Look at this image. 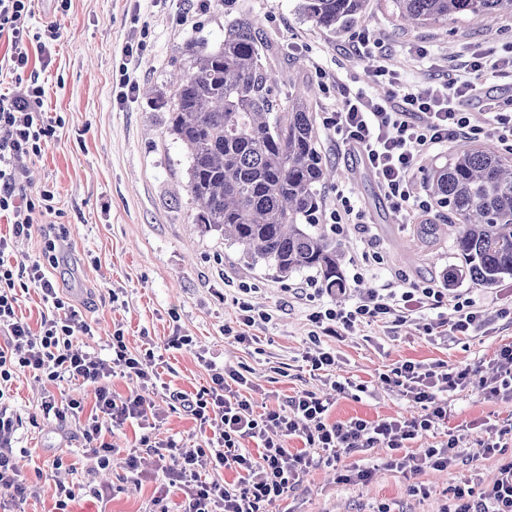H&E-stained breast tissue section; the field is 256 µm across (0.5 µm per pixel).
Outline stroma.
Wrapping results in <instances>:
<instances>
[{
	"instance_id": "1",
	"label": "stroma",
	"mask_w": 512,
	"mask_h": 512,
	"mask_svg": "<svg viewBox=\"0 0 512 512\" xmlns=\"http://www.w3.org/2000/svg\"><path fill=\"white\" fill-rule=\"evenodd\" d=\"M299 0H71L66 16L56 18L52 0H35V19L60 20L62 36L41 67L50 112L65 124L45 152L29 165L32 189L52 186L66 231L57 242L59 266L54 279L65 296L86 308L92 333L77 339L92 354H104L114 326H122L130 350L147 347L159 353L155 369L170 390L190 394L206 384L205 360L216 364L247 363L260 386L258 409H277L287 397L309 389L328 393L323 382L309 375L303 356L308 346L312 307L300 289L316 283L315 272L282 278L264 262H255L220 232L195 223L187 192V152L169 131L167 108L156 99L169 95L174 73L189 66L187 43L218 50L224 27L239 17H256L272 43V68L282 91L311 90L316 115L336 108V87L349 84L372 94L368 60L352 47L357 32L375 39L391 69L404 82L433 84L445 90L448 71H458L472 49H497L512 40V17H478L464 23L407 26L400 24L388 0H368L358 26L315 27L298 10ZM143 42L132 59H124L127 43ZM127 65L134 86L128 100L116 94L120 65ZM319 147L335 176L321 187L326 210L347 197L362 211L369 231L342 235V269L346 292L323 295L322 304L353 303L358 286L352 266L361 253L377 252L383 261L373 267V284L393 280L408 285L422 280L445 286L443 277L456 258L451 237L434 246L417 238L413 225L400 223L390 203L359 159L335 133L319 127ZM247 287L249 300L278 309L275 324L260 330L264 354L248 352L224 333L236 309L226 301L228 288ZM457 292L480 299L487 325L454 343L443 344L409 327L398 334L377 324L359 325L343 339L322 337L323 348L335 351L336 374L368 387L355 399L337 397L330 420L410 418L419 406L398 387L382 383L380 373L410 360L424 365H471L490 371L500 346L512 343V321L500 318V301L512 293V278L492 288L459 280ZM191 337L192 345L168 348L171 336ZM287 364V376L270 380L268 362ZM9 399L20 419L18 459L37 495L15 500L0 496V512H56L57 485L87 486L91 492L71 505L72 512H151L159 490L168 482L156 457L144 456L140 476L131 479L123 456H113L100 469L84 451L81 419L65 425L44 421V396L81 399L78 384L52 386L26 371L15 372ZM448 428L459 438L461 458L456 467L405 474L386 467L382 447L343 455L344 463L373 466L368 482H337L334 468L309 471L287 498L269 505V512H374L390 504L394 512H441L462 477L490 485L499 459L478 454L482 423L491 419L512 423V399L488 398L471 389L449 393ZM161 437L185 445L199 443L195 420L175 409L173 400L153 399ZM66 453L54 468L52 460ZM421 483L426 495L414 496L411 484Z\"/></svg>"
}]
</instances>
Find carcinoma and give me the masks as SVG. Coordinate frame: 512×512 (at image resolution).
Masks as SVG:
<instances>
[{
	"instance_id": "obj_1",
	"label": "carcinoma",
	"mask_w": 512,
	"mask_h": 512,
	"mask_svg": "<svg viewBox=\"0 0 512 512\" xmlns=\"http://www.w3.org/2000/svg\"><path fill=\"white\" fill-rule=\"evenodd\" d=\"M397 17L426 25L512 16V0H392ZM366 0H300L315 26L356 25ZM270 47L256 19L231 21L217 52L194 51L177 76L170 133L187 151L195 222L224 234L286 277L313 271L324 288L342 287V250L323 224L319 186L332 177L318 148L309 92L282 95L268 67ZM430 196L448 224H419L434 242L448 232L459 263L448 284L467 277L492 288L512 278V161L491 147L464 144L426 170Z\"/></svg>"
}]
</instances>
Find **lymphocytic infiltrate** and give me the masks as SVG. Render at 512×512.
Here are the masks:
<instances>
[{
	"label": "lymphocytic infiltrate",
	"mask_w": 512,
	"mask_h": 512,
	"mask_svg": "<svg viewBox=\"0 0 512 512\" xmlns=\"http://www.w3.org/2000/svg\"><path fill=\"white\" fill-rule=\"evenodd\" d=\"M33 0H0V40L9 46L0 57V215L9 218L12 237L0 236V333L7 336L0 345V491L18 499L33 491L14 453L19 420L9 410L7 387L13 373L26 369L49 383L79 381L92 387L94 412L83 424V437L99 468H107L118 451L106 441L108 428L125 423H148L147 394L157 392L159 377L147 370L153 350H129L122 328H115L107 343V357H90L74 350L73 342L90 332L84 314L68 297L61 295L46 276L44 262H34L26 271L14 272L9 261L13 237L29 235L34 224L54 213L55 193L44 187L32 190L28 164L40 157L52 142L64 120L49 115L46 91L32 67V54L46 55L61 36L60 17L71 0H55L56 20L36 24ZM470 79H448L447 95L430 86L399 84L394 71L378 65L372 72L375 83L386 86L382 96L342 86L334 111L325 113L322 123L341 142L357 150L365 166L377 180L384 197L404 223L424 218L432 203L418 195L412 178L424 155L448 143L491 140L512 154V113L497 99H489L491 120L472 124L465 105L476 92L475 80L492 68L512 77V42L502 51L473 54L468 63ZM38 288L50 308L39 328H31L17 313L20 292ZM235 322L225 334L238 343H259L258 332L272 324L276 311L254 306L245 295L235 296ZM453 308L455 319L449 327L422 322L428 312ZM313 346L305 360L311 372L330 377L335 394L351 390L366 392V385L333 379L336 355L321 348L322 336H342L359 323H376L390 333L420 325L425 335L440 342L456 341L484 328L481 304L474 298L451 292L432 282L413 283L406 288L380 285L365 289L351 305L314 306L309 315ZM209 382L195 394L176 393L174 401L205 431L201 444L186 448L174 440H163L155 432L143 433L134 454L128 455V469L137 466L138 453L159 454L168 450L173 462L170 480L190 486L192 494L183 512H266L267 505L281 500L300 484L310 469L333 467L342 454L383 446L388 451L387 467L420 473L428 469L446 470L458 458L456 439L445 440L418 453L406 446L447 424L450 411L447 393L471 387L489 396L512 395V344L501 346L492 375L483 376L472 368L439 372L433 367L405 361L384 383L400 387L403 395L420 405L422 413L411 419L370 420L356 417L329 421L330 398L303 390L287 398L282 409L257 412L252 396L251 367L217 366L207 362ZM116 379L137 381L139 396L121 399L113 395ZM478 443L481 453L499 454L503 460L492 486L475 490L456 489L447 512H512V425L492 424ZM291 438L304 440L303 450L286 446ZM235 471L237 482L224 486L221 471Z\"/></svg>",
	"instance_id": "1"
}]
</instances>
